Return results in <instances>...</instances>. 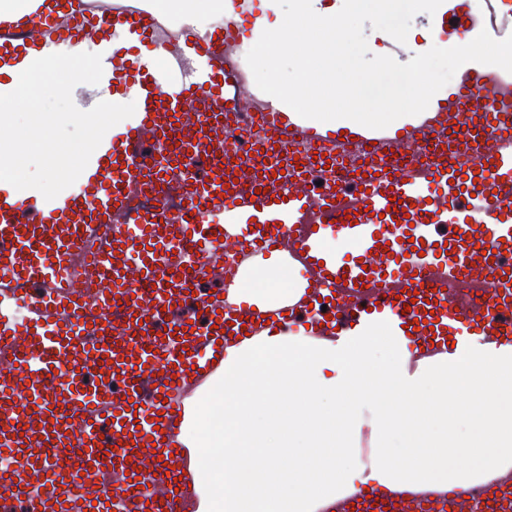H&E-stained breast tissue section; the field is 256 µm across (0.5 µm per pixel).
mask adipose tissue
I'll return each mask as SVG.
<instances>
[{"instance_id":"obj_1","label":"adipose tissue","mask_w":512,"mask_h":512,"mask_svg":"<svg viewBox=\"0 0 512 512\" xmlns=\"http://www.w3.org/2000/svg\"><path fill=\"white\" fill-rule=\"evenodd\" d=\"M111 25L79 43L36 38L0 59V120L28 115L32 151L48 170L70 158L51 138L54 112L33 102L50 80L92 140L143 102L113 93ZM298 265L272 254L235 286L237 302L275 306ZM201 468L198 512H324L367 487L381 492L472 487L512 478V359L438 354L412 361L385 319L333 341L305 331L227 348L224 373L184 429Z\"/></svg>"}]
</instances>
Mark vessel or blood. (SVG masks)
Instances as JSON below:
<instances>
[{
    "mask_svg": "<svg viewBox=\"0 0 512 512\" xmlns=\"http://www.w3.org/2000/svg\"><path fill=\"white\" fill-rule=\"evenodd\" d=\"M501 4L482 0L475 11L454 0L438 22L502 39L512 14ZM260 17L259 0H224L223 34L187 28L175 48L140 0H112L125 32L112 88L143 94L144 112L96 144L68 195L17 204L0 189V366L11 372L0 380V454L17 465L0 495L13 512H112L101 490L107 473L120 475L127 512H189L200 470L182 440L189 396L223 368L225 346L303 322L321 298L330 307L313 322L322 336L392 315L408 326L416 359L477 344L512 351V73L470 63L452 91L399 129L346 135L255 91L259 121L291 149L316 151L315 167L344 169L322 196L287 192L273 156L224 133L225 117L240 109L238 48ZM36 20L70 43L102 22L81 6L63 25L49 10ZM166 52L167 72L142 62ZM174 137L156 163L151 143ZM405 144L422 161L361 173L345 164L346 147L380 155ZM325 146L334 154L321 155ZM172 178L189 194L167 198ZM432 183L445 206L427 202ZM238 224L250 232H235ZM327 228L354 246L351 261L323 252ZM228 243L242 262L195 297ZM275 251L301 265L297 293L266 312L238 307L232 286ZM394 505L363 490L347 502L352 512Z\"/></svg>",
    "mask_w": 512,
    "mask_h": 512,
    "instance_id": "vessel-or-blood-1",
    "label": "vessel or blood"
}]
</instances>
